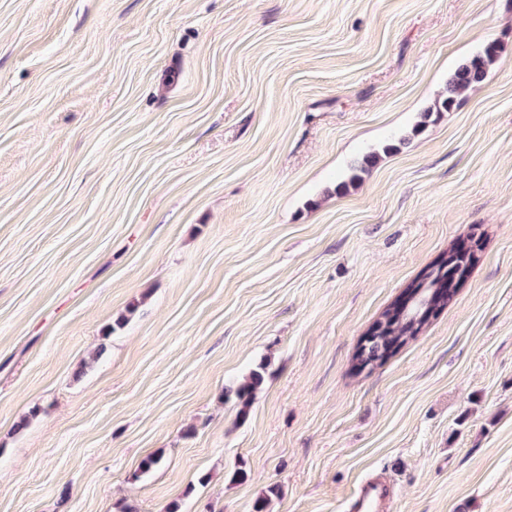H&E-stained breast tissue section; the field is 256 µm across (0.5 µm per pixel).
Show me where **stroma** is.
<instances>
[{
	"mask_svg": "<svg viewBox=\"0 0 512 512\" xmlns=\"http://www.w3.org/2000/svg\"><path fill=\"white\" fill-rule=\"evenodd\" d=\"M475 227L456 299L352 371ZM373 477L512 512V0H0V512H342ZM502 46L492 41L468 58L448 78L447 95L441 97L426 112V117L434 112H451L458 105L461 94L470 86L481 83L489 68L502 53ZM398 302H396L394 305L386 309L381 317L376 321V323L372 326L371 330L367 334V336H372L368 342L366 343L365 347L361 346L359 347L357 354L355 356V367H357V364L359 363L358 360L361 361H369L374 362L375 365L382 364L395 350H389V341L391 338L389 336H407V341L414 338L418 334H414V327H408L407 322L405 319L396 317L394 314L395 307ZM385 323V329L383 331V334L375 333V328L379 324ZM367 336L364 337V339L367 338ZM361 370V369H359ZM265 366L252 370L243 382L228 391L227 397L235 399L239 406V416L245 419L250 410L256 391L264 382Z\"/></svg>",
	"mask_w": 512,
	"mask_h": 512,
	"instance_id": "1",
	"label": "stroma"
}]
</instances>
